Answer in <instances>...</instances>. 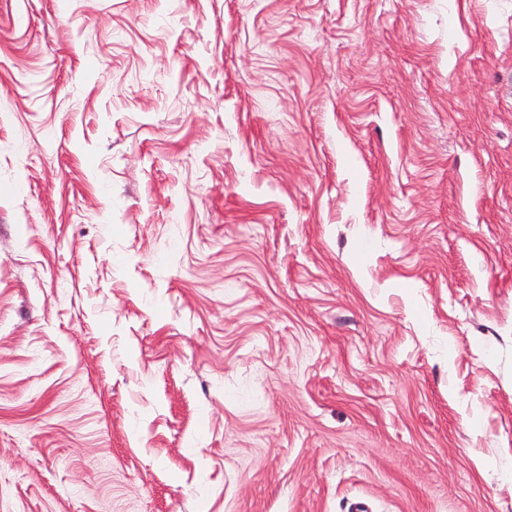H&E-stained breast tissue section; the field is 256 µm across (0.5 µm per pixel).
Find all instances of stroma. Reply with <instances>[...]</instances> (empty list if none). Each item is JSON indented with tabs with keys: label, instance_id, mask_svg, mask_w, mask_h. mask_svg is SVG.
I'll use <instances>...</instances> for the list:
<instances>
[{
	"label": "stroma",
	"instance_id": "35a3bbf8",
	"mask_svg": "<svg viewBox=\"0 0 512 512\" xmlns=\"http://www.w3.org/2000/svg\"><path fill=\"white\" fill-rule=\"evenodd\" d=\"M512 512V0H0V512Z\"/></svg>",
	"mask_w": 512,
	"mask_h": 512
}]
</instances>
